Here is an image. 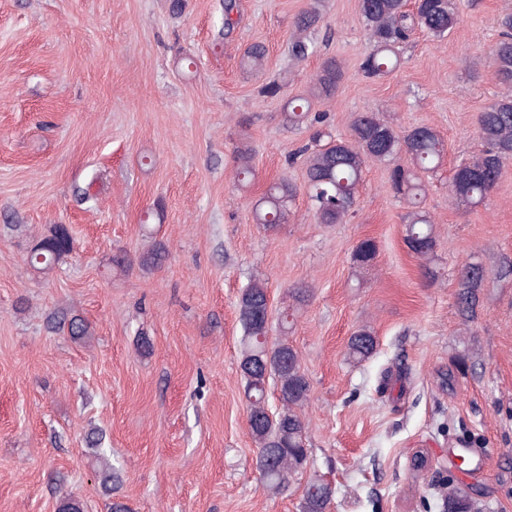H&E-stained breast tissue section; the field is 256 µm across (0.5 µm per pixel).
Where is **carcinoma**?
<instances>
[{
    "label": "carcinoma",
    "instance_id": "obj_1",
    "mask_svg": "<svg viewBox=\"0 0 512 512\" xmlns=\"http://www.w3.org/2000/svg\"><path fill=\"white\" fill-rule=\"evenodd\" d=\"M236 0H224V25L221 35L229 37L238 24L234 17ZM359 11L364 20L371 51L361 63L368 77L387 74L400 64L399 47L420 31L438 40L448 37L458 21L454 0H359ZM320 19L316 6L301 12L294 21L295 36L291 53L304 59L313 52L309 38ZM501 38L489 49L488 59L495 68L504 92L477 118L481 149L467 161L460 162L449 183L454 203L476 208L486 204L497 184L504 162L512 159V12L498 18ZM266 49L260 44L250 46L241 58L243 68L258 72L263 68ZM342 72L336 61L323 62L315 76L308 95L288 100L286 120L299 127L303 124H322L324 117L310 112V100L333 97ZM445 151L443 140L434 128L421 124L402 132L373 112L357 114L350 125L346 139H331L310 151L298 150L306 171V188L310 209L320 224H339L351 213L356 203L365 167L370 162H388L391 186L413 206L407 215L405 243L410 251L426 261L433 258L436 237L429 213L419 207L424 194L422 174L435 170ZM235 177L245 183L252 173L251 150L243 146L236 150ZM297 188L286 181L271 183L256 201L253 216L266 230H275L286 223L290 204ZM49 249L43 259L28 258L35 270L46 273L54 268L63 255L73 249V239L67 227L55 226V235L48 240ZM376 253L375 244L361 242L355 250V262H371ZM166 247L157 243L139 258L146 269L162 265ZM486 278L482 265H464L458 277L457 304L462 314L471 316L478 304V292ZM238 321L241 325L240 370L245 380L248 400L247 424L257 445L256 468L264 485L272 494L283 490L290 478L302 472L307 465L309 449L301 410L309 400L311 385L301 366L298 352L281 341L265 348L271 330L267 288L253 280L243 289L238 300ZM69 336L85 341L92 336L90 325L73 316L63 319ZM376 350L371 332L361 329L351 336L348 358L356 363L368 359ZM274 383L281 408L273 412L267 404V386ZM87 443L95 451L98 468L96 477L103 492H112L118 475L108 457L99 451L101 439L87 436ZM333 490L331 485L314 474L306 483L300 512H328ZM447 512H474L475 503L469 492L454 487L448 492Z\"/></svg>",
    "mask_w": 512,
    "mask_h": 512
}]
</instances>
